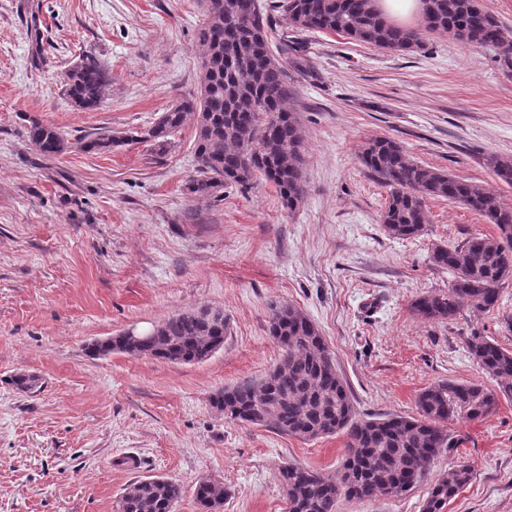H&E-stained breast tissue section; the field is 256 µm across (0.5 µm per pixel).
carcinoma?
<instances>
[{"label": "carcinoma", "mask_w": 512, "mask_h": 512, "mask_svg": "<svg viewBox=\"0 0 512 512\" xmlns=\"http://www.w3.org/2000/svg\"><path fill=\"white\" fill-rule=\"evenodd\" d=\"M205 18L198 32L208 50L196 92L184 97L148 129L114 138L100 135L82 144L109 152L136 140L164 152L186 124L195 126L197 175L187 182L195 200H219L224 187L247 189L257 180L271 183L280 203L294 209L306 193L302 172L304 134L296 113L284 108L288 76L271 50L266 28L270 14L285 16L297 30L338 33L364 45L408 52L422 45L423 33L445 31L474 48L499 50L512 68V41L503 24L480 0H423L422 30L397 26L379 15L372 0H273L269 12L258 0H203ZM112 85V72L91 54L80 56L66 72L64 94L77 108H101ZM28 137L45 157L63 154L68 141L55 127L31 122ZM363 165L388 189L380 217L389 235L407 239L425 230V203L443 198L459 203L495 225L494 235L475 233L464 242L440 247L433 263L451 273L448 291L417 300L414 312L431 323H443L460 313L462 304L491 311L503 286L512 281V205L494 190L457 178L443 170L410 160L402 145L379 137L363 149ZM496 179L512 185V159L485 157ZM226 324L208 322L190 310L157 324L156 339L133 346L114 336L95 341V356L114 351L150 356L171 363H193L218 343ZM269 334L282 357L259 380H247L211 398L224 417L258 425L302 439L342 433L345 460L340 478L295 464L282 468L281 483L288 512H335L341 497L369 500L383 493L382 484L398 481L414 487L425 478L432 460L453 447L445 428L449 419L464 415L478 420L489 414L498 398H512V350L474 335L469 350L479 367L497 382V390L476 384L442 381L424 389L416 400L418 416H358L350 392L316 325L297 308H270ZM462 462L436 479L423 512H444L472 477ZM224 485L211 480L195 484L193 495L203 512H213L224 500ZM182 487L163 477L132 482L118 500L117 512H174Z\"/></svg>", "instance_id": "cac0c4a2"}]
</instances>
